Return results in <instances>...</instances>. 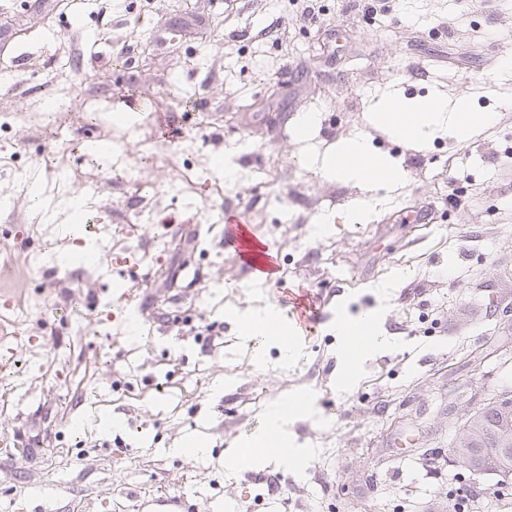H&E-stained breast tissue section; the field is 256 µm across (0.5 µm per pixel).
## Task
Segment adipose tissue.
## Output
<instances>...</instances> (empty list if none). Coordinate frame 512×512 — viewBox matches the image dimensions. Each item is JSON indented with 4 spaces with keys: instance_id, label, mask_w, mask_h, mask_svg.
Instances as JSON below:
<instances>
[{
    "instance_id": "obj_1",
    "label": "adipose tissue",
    "mask_w": 512,
    "mask_h": 512,
    "mask_svg": "<svg viewBox=\"0 0 512 512\" xmlns=\"http://www.w3.org/2000/svg\"><path fill=\"white\" fill-rule=\"evenodd\" d=\"M374 120L394 139L425 147L440 135L459 143L466 142L477 131L490 125L494 115L474 111L468 97L451 100L439 94L417 100L385 99L379 104ZM320 163L337 181L354 183L370 190L381 186L396 187L406 181L402 169L374 152L367 140L360 136L338 141L322 156Z\"/></svg>"
}]
</instances>
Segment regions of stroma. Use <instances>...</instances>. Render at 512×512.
Instances as JSON below:
<instances>
[{
	"label": "stroma",
	"mask_w": 512,
	"mask_h": 512,
	"mask_svg": "<svg viewBox=\"0 0 512 512\" xmlns=\"http://www.w3.org/2000/svg\"><path fill=\"white\" fill-rule=\"evenodd\" d=\"M315 3L304 18L294 0H0V512H136L135 491L187 512H448L459 487L482 491L477 512H512L495 476L453 465L449 408L512 395V0ZM439 86L494 123L422 150L369 124L381 95ZM126 93L139 120L122 128ZM353 134L408 172L362 224L346 218L361 191L300 162ZM88 139L111 143L109 162ZM81 190L79 234L61 236ZM228 211L278 253V282L220 247ZM86 248L99 265L26 263ZM185 266L195 278H169ZM297 288L329 304L293 358L240 336L237 316ZM145 292L166 328L126 332L124 304ZM365 315L380 344L349 376L336 322ZM308 390L314 415L289 426L300 467L228 465ZM192 440L204 454H176Z\"/></svg>",
	"instance_id": "1"
}]
</instances>
